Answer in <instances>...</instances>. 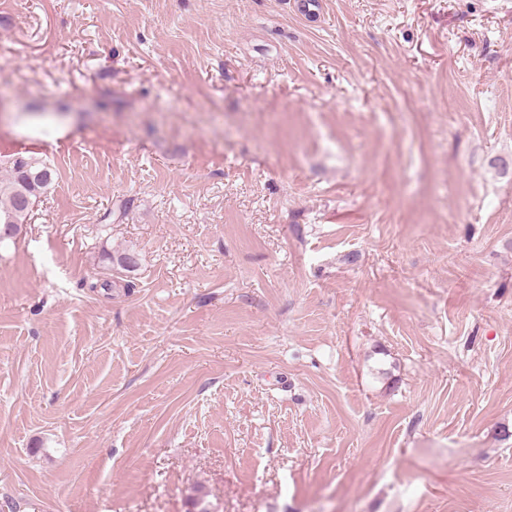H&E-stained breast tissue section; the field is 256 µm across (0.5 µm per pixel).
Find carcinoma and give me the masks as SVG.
Instances as JSON below:
<instances>
[{
    "label": "carcinoma",
    "mask_w": 512,
    "mask_h": 512,
    "mask_svg": "<svg viewBox=\"0 0 512 512\" xmlns=\"http://www.w3.org/2000/svg\"><path fill=\"white\" fill-rule=\"evenodd\" d=\"M6 176L0 179V243L17 235L28 223L41 198L55 180L50 164L34 156L0 160Z\"/></svg>",
    "instance_id": "1"
}]
</instances>
